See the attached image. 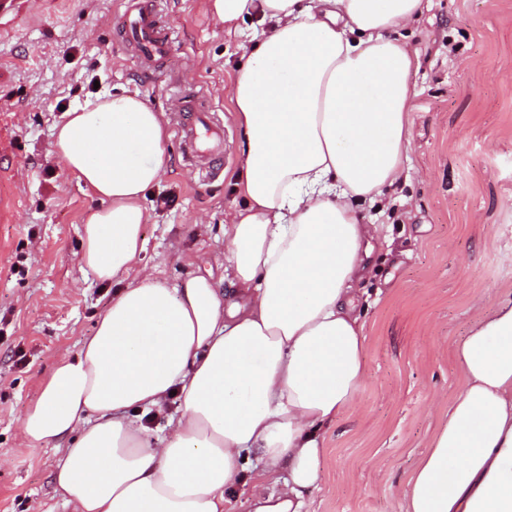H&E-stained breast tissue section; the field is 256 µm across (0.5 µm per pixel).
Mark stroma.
Listing matches in <instances>:
<instances>
[{
	"instance_id": "1",
	"label": "stroma",
	"mask_w": 512,
	"mask_h": 512,
	"mask_svg": "<svg viewBox=\"0 0 512 512\" xmlns=\"http://www.w3.org/2000/svg\"><path fill=\"white\" fill-rule=\"evenodd\" d=\"M158 6L175 46L164 78L116 44L123 0H40L0 28V512H74L54 490L62 449L30 447L21 419L113 295L143 268L171 285L224 277V215L243 203L230 95L241 52L209 0ZM405 33L419 51L409 176L360 210L380 228L357 285L368 378L325 435L307 512H402L406 478L462 386L455 341L512 298V0H424ZM184 91L224 125V166L210 179L172 130ZM122 92L162 113L170 170L146 194L137 268L103 282L80 262L100 201L63 168L53 131L79 104Z\"/></svg>"
}]
</instances>
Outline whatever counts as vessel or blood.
Returning a JSON list of instances; mask_svg holds the SVG:
<instances>
[{
  "label": "vessel or blood",
  "mask_w": 512,
  "mask_h": 512,
  "mask_svg": "<svg viewBox=\"0 0 512 512\" xmlns=\"http://www.w3.org/2000/svg\"><path fill=\"white\" fill-rule=\"evenodd\" d=\"M127 8L116 29L126 46L134 48L140 64L153 74L166 71L173 38L156 0H126ZM178 133L194 155L215 162L224 152V127L207 121L193 95L179 97Z\"/></svg>",
  "instance_id": "vessel-or-blood-1"
}]
</instances>
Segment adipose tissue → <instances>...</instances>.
I'll use <instances>...</instances> for the list:
<instances>
[{
	"instance_id": "adipose-tissue-1",
	"label": "adipose tissue",
	"mask_w": 512,
	"mask_h": 512,
	"mask_svg": "<svg viewBox=\"0 0 512 512\" xmlns=\"http://www.w3.org/2000/svg\"><path fill=\"white\" fill-rule=\"evenodd\" d=\"M423 0H210L239 38L231 87L244 132V207L224 224L220 291L153 272L113 297L22 419L29 445L63 447L56 493L75 512H223L251 478V512H303L322 482L324 433L367 371L355 281L374 245L358 207L409 169V77L394 37ZM161 113L115 93L57 125L54 151L100 200L80 261L97 278L143 248L142 200L169 167ZM463 385L406 479L404 512H512V299L455 344ZM179 400L150 441L135 412Z\"/></svg>"
}]
</instances>
